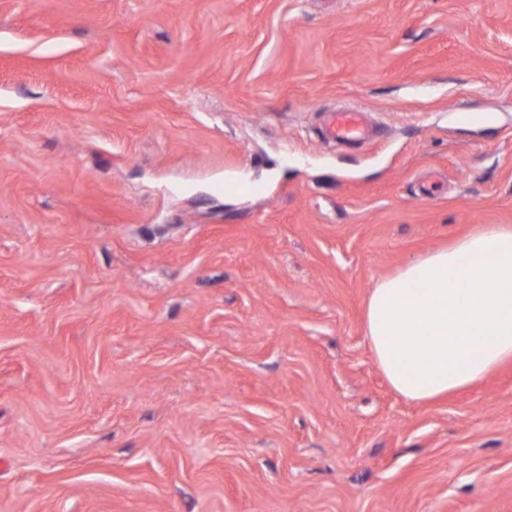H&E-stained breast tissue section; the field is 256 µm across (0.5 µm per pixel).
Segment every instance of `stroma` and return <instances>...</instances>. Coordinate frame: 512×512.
Wrapping results in <instances>:
<instances>
[{
	"label": "stroma",
	"instance_id": "1",
	"mask_svg": "<svg viewBox=\"0 0 512 512\" xmlns=\"http://www.w3.org/2000/svg\"><path fill=\"white\" fill-rule=\"evenodd\" d=\"M478 224L512 0H0V512H512V364L416 404L363 330ZM324 132L329 140L351 142L369 138L372 128L362 109L348 107L325 114Z\"/></svg>",
	"mask_w": 512,
	"mask_h": 512
}]
</instances>
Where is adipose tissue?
I'll return each mask as SVG.
<instances>
[{
	"label": "adipose tissue",
	"instance_id": "adipose-tissue-1",
	"mask_svg": "<svg viewBox=\"0 0 512 512\" xmlns=\"http://www.w3.org/2000/svg\"><path fill=\"white\" fill-rule=\"evenodd\" d=\"M364 333L391 387L416 403L512 362V225H477L379 280Z\"/></svg>",
	"mask_w": 512,
	"mask_h": 512
}]
</instances>
